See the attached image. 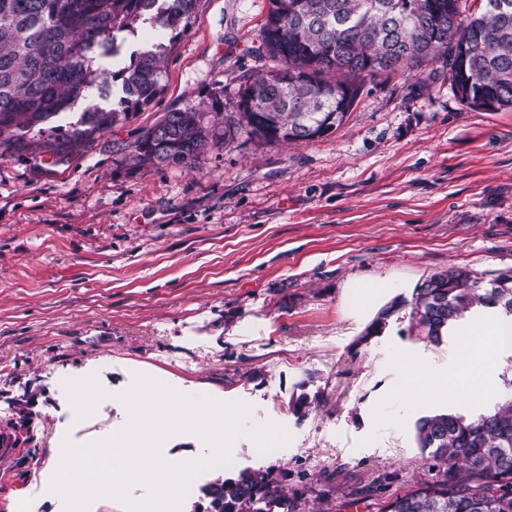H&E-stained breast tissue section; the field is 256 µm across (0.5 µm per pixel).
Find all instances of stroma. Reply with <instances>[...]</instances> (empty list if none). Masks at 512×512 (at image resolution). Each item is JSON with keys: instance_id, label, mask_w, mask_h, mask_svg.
Listing matches in <instances>:
<instances>
[{"instance_id": "35a3bbf8", "label": "stroma", "mask_w": 512, "mask_h": 512, "mask_svg": "<svg viewBox=\"0 0 512 512\" xmlns=\"http://www.w3.org/2000/svg\"><path fill=\"white\" fill-rule=\"evenodd\" d=\"M268 10L197 0L151 104L69 163L0 158V512L22 500L65 512L37 479L55 475L59 442L128 425L122 396L140 375L246 404V426L283 427L288 442L265 452L237 437L224 474L335 476V496L310 498L309 512H377L382 476L394 494L432 475L420 417L494 409L512 346L461 365L460 327L438 344L409 331L430 275L512 266V110L460 102L444 61L366 76L342 125L310 142L242 136L185 167L132 168L135 141L165 113L214 91L235 109L244 78L272 65L253 52ZM365 281L380 289L359 310L348 293ZM413 360L461 388L489 372L492 390L477 403L412 402ZM79 379L103 399L82 415L67 392Z\"/></svg>"}]
</instances>
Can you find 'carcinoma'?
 Masks as SVG:
<instances>
[{"label":"carcinoma","instance_id":"obj_1","mask_svg":"<svg viewBox=\"0 0 512 512\" xmlns=\"http://www.w3.org/2000/svg\"><path fill=\"white\" fill-rule=\"evenodd\" d=\"M197 0H0V158L50 155L65 162L91 148L119 117L160 93L167 45L132 52L120 66L116 33L148 24L174 40ZM256 52L276 62L240 86L237 111L223 94L204 108L188 104L135 142L133 164L187 165L208 147L244 134L266 143L322 137L343 122L367 75L410 71L448 60L451 86L469 106L512 108V0H482L463 14L462 0H269ZM111 57L117 70L99 64ZM121 81L119 108L93 106L65 128L54 121L93 92L106 98ZM478 308L512 317V267L485 280L464 268L431 275L411 302L410 330L438 344ZM495 409L474 419L422 417L421 448L434 449L430 481L385 502L379 512H512V375ZM288 471L219 474L201 487L211 512H306L309 496L332 498Z\"/></svg>","mask_w":512,"mask_h":512}]
</instances>
